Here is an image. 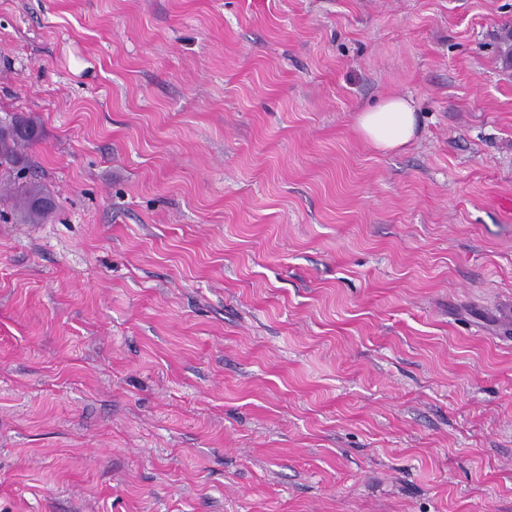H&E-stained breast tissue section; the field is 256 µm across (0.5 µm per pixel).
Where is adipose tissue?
I'll list each match as a JSON object with an SVG mask.
<instances>
[{
  "label": "adipose tissue",
  "mask_w": 512,
  "mask_h": 512,
  "mask_svg": "<svg viewBox=\"0 0 512 512\" xmlns=\"http://www.w3.org/2000/svg\"><path fill=\"white\" fill-rule=\"evenodd\" d=\"M357 128L363 139L377 150L390 152L401 149L416 135L414 104L402 96L387 97L374 108L359 114Z\"/></svg>",
  "instance_id": "ef3b65f1"
}]
</instances>
